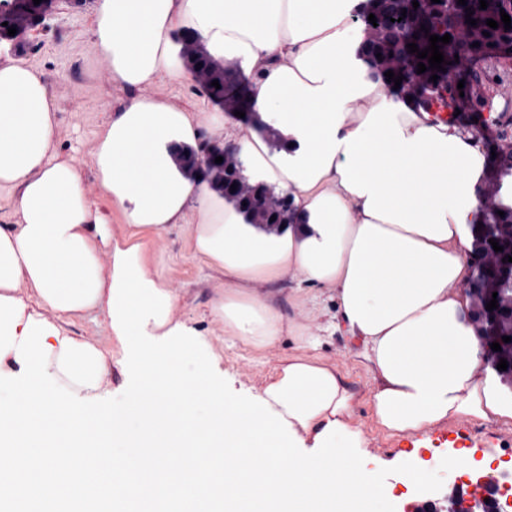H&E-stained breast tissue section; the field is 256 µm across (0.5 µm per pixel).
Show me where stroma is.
Listing matches in <instances>:
<instances>
[{
  "instance_id": "obj_1",
  "label": "stroma",
  "mask_w": 512,
  "mask_h": 512,
  "mask_svg": "<svg viewBox=\"0 0 512 512\" xmlns=\"http://www.w3.org/2000/svg\"><path fill=\"white\" fill-rule=\"evenodd\" d=\"M95 4L96 0H53L41 25L26 29L16 39H0V61L22 60L41 71L56 103V148L82 167L85 192L98 201L102 194L90 150L114 112L133 98L163 97L188 112L225 115L229 108L209 99L191 82L165 77L153 85L132 89L111 77L93 44ZM478 73L474 91L485 105L460 113L457 123L463 129L477 131L482 146L491 149L512 141V107H506L502 94L504 88L512 87V60H486L479 64ZM153 263L163 280L180 295L185 317L213 348L212 354H200L197 362L187 363V370H194L199 362H213L225 389L242 396L248 389L259 387L281 357L295 353V344L288 338L268 351L224 339L220 328L207 316L215 290L225 285L224 277L193 254L182 228L171 227L161 234ZM272 297L292 316L302 308L318 310V318L308 323L309 332L323 336L319 356L336 363L356 394L355 416L363 438L360 461L379 475L380 512H414L427 501L445 512L452 495H460L470 504L488 496L490 488L512 486L511 424L458 417L423 434H390L373 415L374 384L364 360L346 338L323 335L324 326L336 314L335 300L315 289H301L299 281L290 279L274 282ZM458 451L465 454L464 465L458 472L448 473L442 462ZM405 454L413 455L428 469L426 482L404 481L396 461Z\"/></svg>"
}]
</instances>
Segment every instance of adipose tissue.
Returning <instances> with one entry per match:
<instances>
[{"mask_svg": "<svg viewBox=\"0 0 512 512\" xmlns=\"http://www.w3.org/2000/svg\"><path fill=\"white\" fill-rule=\"evenodd\" d=\"M357 3L97 0L93 42L125 86L188 79L177 59L187 30L244 69L252 120L225 123L223 138L254 178L290 194L298 221L282 227L245 223L181 168L211 118L160 97L132 100L97 135L105 202H90L80 166L55 150L40 71L0 62V187L16 193L0 226V512H370L381 485L356 456L355 396L316 356L306 312L287 316L270 298L289 278L335 294L332 329L361 352L385 430L512 423L465 291L486 155L369 75L349 39ZM172 225L224 276L208 316L225 336L298 345L250 398L206 366L182 367L201 339L152 262ZM91 313L136 356L132 419L89 407L109 391L113 357L72 334Z\"/></svg>", "mask_w": 512, "mask_h": 512, "instance_id": "obj_1", "label": "adipose tissue"}]
</instances>
